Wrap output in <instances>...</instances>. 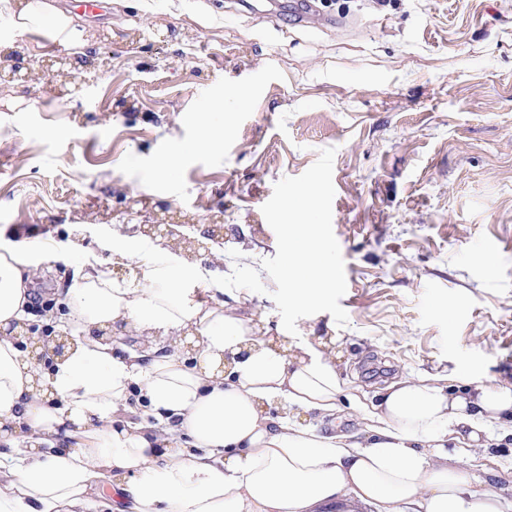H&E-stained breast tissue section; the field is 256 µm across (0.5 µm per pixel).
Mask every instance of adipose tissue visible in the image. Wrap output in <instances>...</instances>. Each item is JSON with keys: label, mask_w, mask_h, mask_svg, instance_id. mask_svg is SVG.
Segmentation results:
<instances>
[{"label": "adipose tissue", "mask_w": 512, "mask_h": 512, "mask_svg": "<svg viewBox=\"0 0 512 512\" xmlns=\"http://www.w3.org/2000/svg\"><path fill=\"white\" fill-rule=\"evenodd\" d=\"M11 7L16 35L88 50L85 26L52 0ZM111 251L137 274L115 279L96 261L74 272L62 303L75 329L48 367L24 336L34 272L22 254H0V512H90L106 480L112 512H498L499 488L474 493L457 463L490 427L512 424V385L412 376L364 403L345 396L326 339L273 336L265 312L240 315L222 253L192 261L123 241ZM117 329L141 349L111 341ZM184 336L194 360L170 348ZM136 399L154 423L119 424ZM275 403L285 413L269 415ZM293 406L360 418L364 433H318ZM58 435L83 441L61 448Z\"/></svg>", "instance_id": "ef3b65f1"}]
</instances>
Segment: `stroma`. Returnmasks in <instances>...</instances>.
<instances>
[{
	"instance_id": "stroma-1",
	"label": "stroma",
	"mask_w": 512,
	"mask_h": 512,
	"mask_svg": "<svg viewBox=\"0 0 512 512\" xmlns=\"http://www.w3.org/2000/svg\"><path fill=\"white\" fill-rule=\"evenodd\" d=\"M94 34L86 61L32 33L29 64L71 80L0 82V253L38 276L31 329L49 335L87 251L167 217L194 239L222 212L225 250L260 268L277 240L275 183L334 149L332 228L348 315L297 320L336 339L347 392L466 370L512 383V0H320L337 26L267 0H58ZM210 111L224 148L186 155ZM463 471L512 483L493 427Z\"/></svg>"
}]
</instances>
